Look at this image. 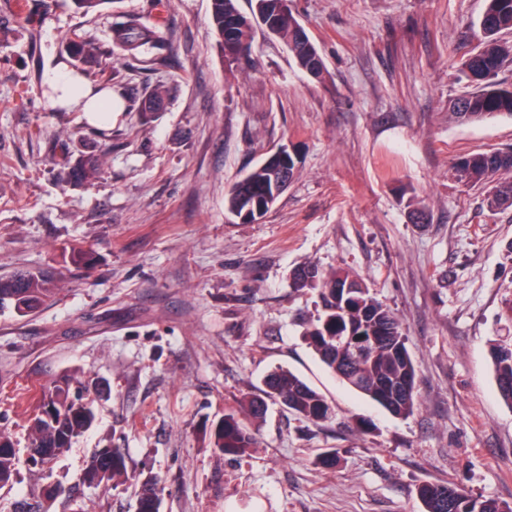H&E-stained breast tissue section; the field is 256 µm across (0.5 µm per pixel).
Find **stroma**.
<instances>
[{"label": "stroma", "instance_id": "1", "mask_svg": "<svg viewBox=\"0 0 512 512\" xmlns=\"http://www.w3.org/2000/svg\"><path fill=\"white\" fill-rule=\"evenodd\" d=\"M13 3L0 0V276L43 274L53 293L27 316L0 311V426L20 459L0 512H137L133 478L85 482L99 448L158 479L160 512H423L419 486L448 482L512 504V407L491 360L495 343H512V210L487 211L452 170L512 147V118H448L468 89L459 67L484 0H293L327 68L320 82L261 30L249 63L229 71L209 0H170L164 63L119 60L87 81L173 94L153 121L116 112L106 128L51 107L42 76L69 67L68 38L107 47L119 15L154 16L153 0L89 15L27 0L32 26ZM282 145L296 176L271 212L228 216V186ZM63 149L102 156L98 177L58 182ZM412 203L425 223L410 221ZM70 247L96 263L74 267ZM305 261L358 272L400 318L417 370L412 416L354 393L308 348L299 318L315 297L291 286ZM278 365L322 393L331 418L270 404L255 447L219 456L212 422ZM64 376L96 420L32 465L27 401ZM49 484L61 489L50 506Z\"/></svg>", "mask_w": 512, "mask_h": 512}]
</instances>
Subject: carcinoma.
Wrapping results in <instances>:
<instances>
[{
    "label": "carcinoma",
    "mask_w": 512,
    "mask_h": 512,
    "mask_svg": "<svg viewBox=\"0 0 512 512\" xmlns=\"http://www.w3.org/2000/svg\"><path fill=\"white\" fill-rule=\"evenodd\" d=\"M282 40L299 69L320 80L326 72L323 57L294 16L289 0H251V12H241L238 0H210V21L221 53L231 66L249 61L255 21ZM480 42L474 54L462 64L461 74L472 90L451 103L450 118L470 123L508 116L512 118V86L499 80L504 68L512 66V0H485L479 21ZM164 43L157 27L137 15H127L112 26V51L104 52L90 40H71L69 53L79 72L86 68L101 71L110 59L154 64L163 58ZM171 90L158 86L140 101L129 105L149 120L162 111ZM58 180L69 183L77 178L90 181L102 166L101 158L85 156L71 163L64 152L57 160ZM456 180L464 186L486 188L484 203L491 212L512 209V150L475 153L458 158L453 164ZM293 179V157L283 159L267 152L224 196V209L244 222L266 216L279 199L283 175ZM292 285L317 297V315L305 326L303 336L319 361L349 388L396 418H407L416 409V368L406 346L396 314L377 299L357 272L345 268L324 271L316 264L295 268ZM50 296L47 279L30 272H17L0 278V310L12 307L24 316ZM493 369L500 398L512 407V345L493 349ZM279 402L290 413L310 421L329 416L324 397L298 374L282 366L268 372L260 393L239 400L240 412L224 414L212 426L214 451L222 456L241 457L256 445V438L245 421H258L267 411V401ZM95 412L83 394L59 380L42 392L30 418L31 447L42 458L49 452L68 448L88 429ZM19 461L10 434L0 431V486L17 474ZM127 474L125 457L118 448L95 451L85 472V480L99 486ZM424 512H512V505L493 498H474L450 483H429L418 488ZM138 512H159L156 480L140 484Z\"/></svg>",
    "instance_id": "cac0c4a2"
}]
</instances>
